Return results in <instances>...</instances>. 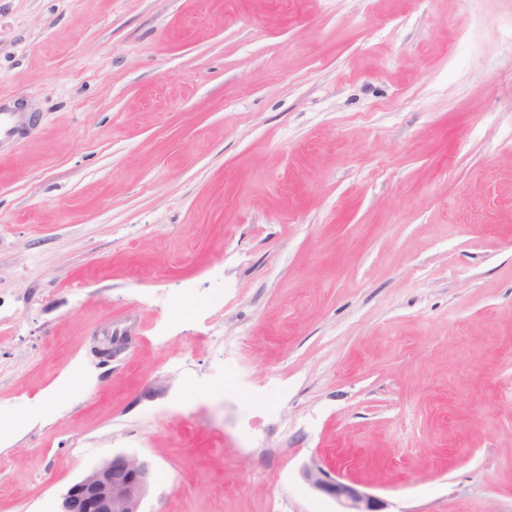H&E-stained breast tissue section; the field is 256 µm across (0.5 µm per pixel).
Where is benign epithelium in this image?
I'll return each instance as SVG.
<instances>
[{
    "instance_id": "benign-epithelium-1",
    "label": "benign epithelium",
    "mask_w": 512,
    "mask_h": 512,
    "mask_svg": "<svg viewBox=\"0 0 512 512\" xmlns=\"http://www.w3.org/2000/svg\"><path fill=\"white\" fill-rule=\"evenodd\" d=\"M153 464L136 454L118 453L83 473L62 494L58 512H145ZM309 485L335 499L344 512H383L382 503L359 484L344 482L320 467L303 471Z\"/></svg>"
}]
</instances>
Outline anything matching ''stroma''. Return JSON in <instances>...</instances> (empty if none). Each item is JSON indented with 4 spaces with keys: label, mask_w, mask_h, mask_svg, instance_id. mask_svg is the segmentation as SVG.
I'll use <instances>...</instances> for the list:
<instances>
[{
    "label": "stroma",
    "mask_w": 512,
    "mask_h": 512,
    "mask_svg": "<svg viewBox=\"0 0 512 512\" xmlns=\"http://www.w3.org/2000/svg\"><path fill=\"white\" fill-rule=\"evenodd\" d=\"M0 97V512H512V0H0ZM31 119L30 112H21L15 102L0 98V152L6 143L22 136ZM152 475L153 464L147 458L118 453L72 483L56 512H146ZM303 477L312 488L332 497L346 509L340 512H383L382 503L357 483L338 480L320 467L306 468Z\"/></svg>",
    "instance_id": "1"
}]
</instances>
